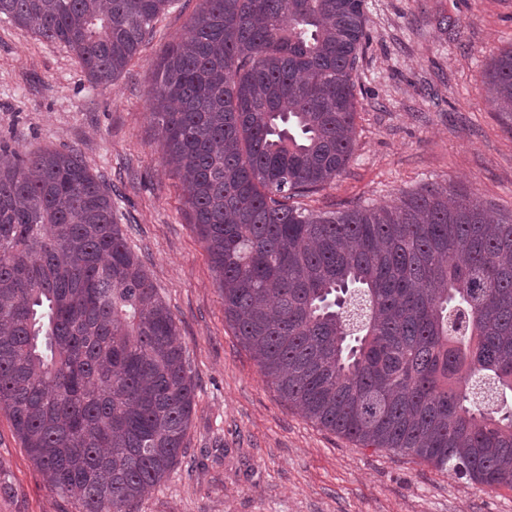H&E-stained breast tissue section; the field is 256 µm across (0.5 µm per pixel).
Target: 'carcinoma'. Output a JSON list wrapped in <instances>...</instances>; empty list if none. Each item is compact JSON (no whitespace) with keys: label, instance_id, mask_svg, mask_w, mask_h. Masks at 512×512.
Segmentation results:
<instances>
[{"label":"carcinoma","instance_id":"carcinoma-1","mask_svg":"<svg viewBox=\"0 0 512 512\" xmlns=\"http://www.w3.org/2000/svg\"><path fill=\"white\" fill-rule=\"evenodd\" d=\"M173 0H0L112 83ZM364 0H202L149 91L224 318L288 405L365 448L512 486V216L425 186L388 206L288 200L355 148ZM481 92L512 120V44ZM75 149L0 143V410L46 485L134 512L179 462L195 384L174 316Z\"/></svg>","mask_w":512,"mask_h":512}]
</instances>
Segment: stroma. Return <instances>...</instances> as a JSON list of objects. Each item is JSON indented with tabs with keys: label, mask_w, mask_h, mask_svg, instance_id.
<instances>
[{
	"label": "stroma",
	"mask_w": 512,
	"mask_h": 512,
	"mask_svg": "<svg viewBox=\"0 0 512 512\" xmlns=\"http://www.w3.org/2000/svg\"><path fill=\"white\" fill-rule=\"evenodd\" d=\"M200 0H175L111 86L59 43L0 19V140L19 152L78 149L116 195L128 242L169 305L196 397L185 458L135 512H512V487L448 478L365 448L283 402L224 318L205 243L150 122L154 63ZM355 74L356 147L345 171L295 198L319 214L392 203L427 184L512 212V122L484 99L512 43V0H365ZM0 512H81L50 490L0 412Z\"/></svg>",
	"instance_id": "35a3bbf8"
}]
</instances>
